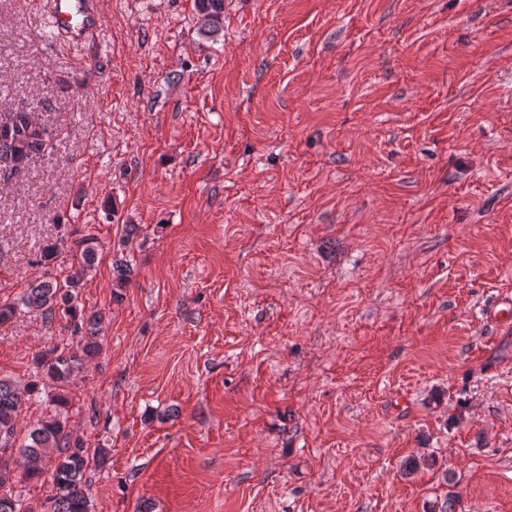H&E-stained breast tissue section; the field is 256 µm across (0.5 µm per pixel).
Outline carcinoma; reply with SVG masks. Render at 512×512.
Returning <instances> with one entry per match:
<instances>
[{
	"instance_id": "carcinoma-1",
	"label": "carcinoma",
	"mask_w": 512,
	"mask_h": 512,
	"mask_svg": "<svg viewBox=\"0 0 512 512\" xmlns=\"http://www.w3.org/2000/svg\"><path fill=\"white\" fill-rule=\"evenodd\" d=\"M197 7L204 18L203 31L211 36L222 30L224 0H197ZM46 146L44 133L33 130L31 113L24 110L0 113V164L6 161L30 159L33 153ZM84 265L90 266L96 258V245L90 238L75 242ZM79 273H74L60 283L45 278L29 288L22 306L36 312L48 322L59 314L74 322L75 330H85L75 350L51 345L33 358L41 381H32L19 387L10 378H0V488L13 484L8 467L9 457L14 451L16 423L23 404V397L38 391L39 384H51L62 389L70 382L75 370L83 361L96 356L100 345L97 327L102 316L85 317L78 305ZM69 404L60 392L53 397V405L59 412L39 422L28 434V443L21 447L28 467L25 477L39 478L45 473L44 462H53L51 473L54 495L47 501L46 512H88L85 494L87 449L80 437L66 431L62 409ZM0 512H34L24 502L22 495L5 493L0 495Z\"/></svg>"
}]
</instances>
